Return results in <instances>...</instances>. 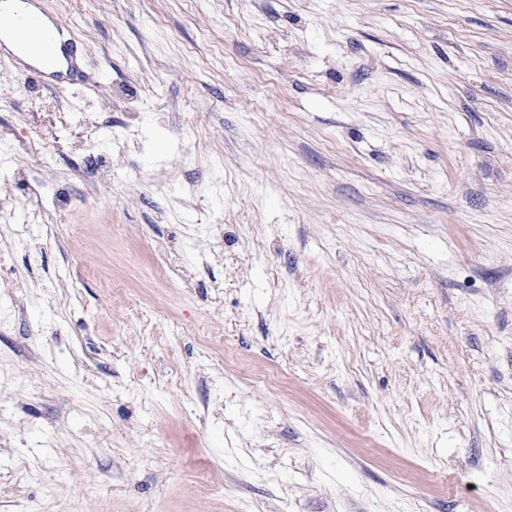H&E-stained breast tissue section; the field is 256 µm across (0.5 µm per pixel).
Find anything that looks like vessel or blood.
I'll list each match as a JSON object with an SVG mask.
<instances>
[{
  "label": "vessel or blood",
  "mask_w": 512,
  "mask_h": 512,
  "mask_svg": "<svg viewBox=\"0 0 512 512\" xmlns=\"http://www.w3.org/2000/svg\"><path fill=\"white\" fill-rule=\"evenodd\" d=\"M11 2V9L0 6V60L20 67L22 75L63 83L65 74L47 64L58 54H70L73 41L67 28L34 0Z\"/></svg>",
  "instance_id": "vessel-or-blood-1"
}]
</instances>
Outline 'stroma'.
<instances>
[{"mask_svg":"<svg viewBox=\"0 0 512 512\" xmlns=\"http://www.w3.org/2000/svg\"><path fill=\"white\" fill-rule=\"evenodd\" d=\"M43 5L0 512H512V0Z\"/></svg>","mask_w":512,"mask_h":512,"instance_id":"stroma-1","label":"stroma"}]
</instances>
